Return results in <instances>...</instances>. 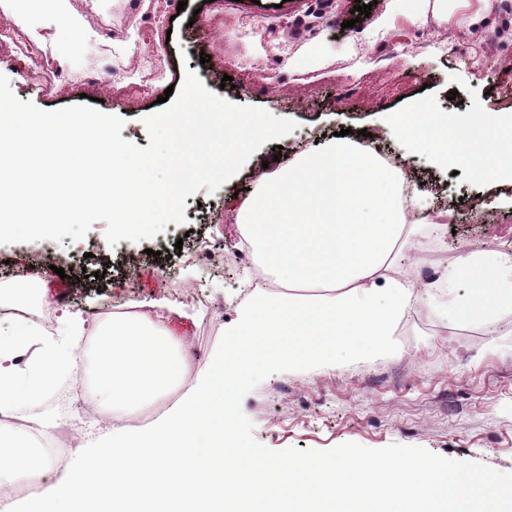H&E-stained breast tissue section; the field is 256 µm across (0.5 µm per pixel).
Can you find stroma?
Here are the masks:
<instances>
[{
    "mask_svg": "<svg viewBox=\"0 0 512 512\" xmlns=\"http://www.w3.org/2000/svg\"><path fill=\"white\" fill-rule=\"evenodd\" d=\"M65 0L77 21L61 35L58 15L37 6L21 11L0 0V26L21 29L35 43L32 54L0 63L12 91L44 111L80 104L83 77L102 61L124 72L97 110L123 121L121 136L144 148L145 118L167 87H181L186 71L238 106L260 108L295 122V129L255 151L235 175L215 190L186 198L183 223L140 241L110 245L104 221L83 239L0 244V327L17 310L50 304L57 335L62 309L82 312L84 339L108 324L114 299H168L186 306L185 318L163 326L183 338L199 361L221 354L225 333L242 315L240 285L251 279L249 263L230 257L240 231L236 194L253 189L261 166L276 169L298 153L345 128L374 130L382 148L395 152L412 184L431 190L432 206H451L452 227L421 230L420 263L403 260L413 278L421 265L455 264L471 252L512 251V187L473 181L409 147L392 132L391 113L426 102L431 111L512 113V0H491L486 20L467 27L463 10L448 24L433 17L413 22L397 17L384 34L374 32L386 0L347 27L354 6L366 0ZM168 17L152 27L150 16ZM110 40L94 38L96 28ZM64 66L62 86L48 62ZM232 87H222L223 76ZM71 270L80 287L55 296L58 269ZM174 278H167V271ZM25 289L22 297L14 289ZM84 395L66 398L70 382L45 393L25 409L27 420L52 422L51 431L28 430L39 458L51 457L46 434H65L69 448L104 440L109 413L97 396L95 355H88L77 382ZM235 437L246 452L271 460L342 454L370 460L428 457L443 466L467 464L512 481V317L491 325L457 323L424 290L416 309L394 336L373 350L358 348L324 362L269 365L251 376L238 394Z\"/></svg>",
    "mask_w": 512,
    "mask_h": 512,
    "instance_id": "1",
    "label": "stroma"
}]
</instances>
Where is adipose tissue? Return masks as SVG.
<instances>
[{"label": "adipose tissue", "instance_id": "obj_1", "mask_svg": "<svg viewBox=\"0 0 512 512\" xmlns=\"http://www.w3.org/2000/svg\"><path fill=\"white\" fill-rule=\"evenodd\" d=\"M396 137L474 179L512 186V113L444 116L416 104L390 118ZM403 167L381 161L374 139L334 140L260 173L240 207L242 230L275 282L273 296L253 287L250 307L228 332L222 355L204 365L181 351L158 322L139 314L113 321L97 338L96 366L112 412L105 445L83 451L61 475L33 459L29 439L0 429V481L44 482L42 498L5 512H512V485L465 465L346 459L270 460L235 446L237 393L271 364L322 361L391 335L414 306V282L397 257L417 249L421 224L444 226L452 209L410 222L401 195ZM380 215L368 222L364 203ZM465 279V291L456 288ZM462 324L512 315V253L466 254L438 279ZM45 336L17 322L0 332V413L39 400L60 378H75L86 350L78 314ZM195 384L149 428L136 413L185 377Z\"/></svg>", "mask_w": 512, "mask_h": 512}]
</instances>
